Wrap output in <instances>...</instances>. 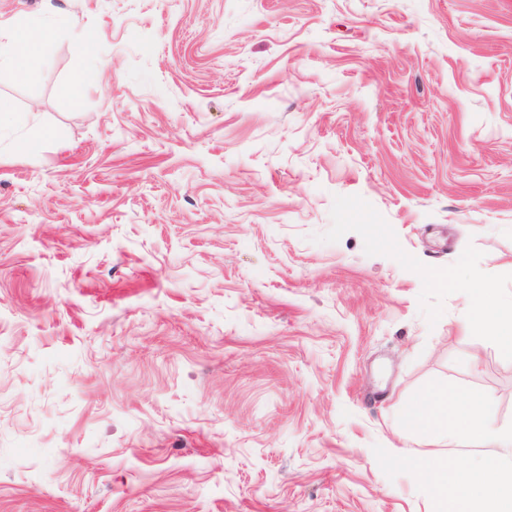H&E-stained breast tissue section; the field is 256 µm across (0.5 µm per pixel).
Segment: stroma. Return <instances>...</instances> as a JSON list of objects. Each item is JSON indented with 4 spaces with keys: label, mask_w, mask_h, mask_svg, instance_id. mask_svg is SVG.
<instances>
[{
    "label": "stroma",
    "mask_w": 512,
    "mask_h": 512,
    "mask_svg": "<svg viewBox=\"0 0 512 512\" xmlns=\"http://www.w3.org/2000/svg\"><path fill=\"white\" fill-rule=\"evenodd\" d=\"M20 25L0 512H434L373 448L428 451L432 380L512 424L466 326L468 288L512 300V0H0ZM46 33L34 28L11 32L8 41L0 42V59L7 58L19 78H25L38 57V46Z\"/></svg>",
    "instance_id": "obj_1"
}]
</instances>
